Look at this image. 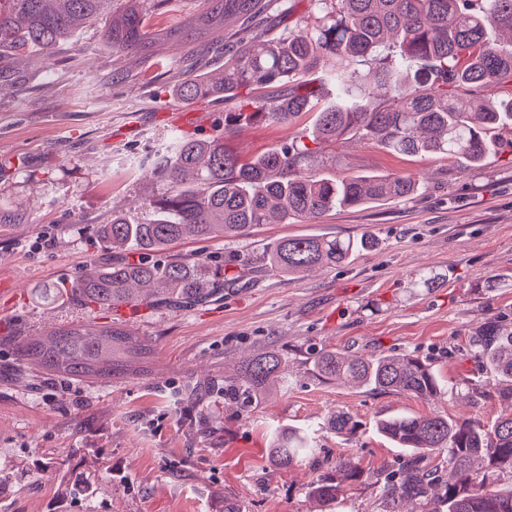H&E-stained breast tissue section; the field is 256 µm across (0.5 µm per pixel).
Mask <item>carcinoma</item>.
Wrapping results in <instances>:
<instances>
[{"label": "carcinoma", "instance_id": "cac0c4a2", "mask_svg": "<svg viewBox=\"0 0 512 512\" xmlns=\"http://www.w3.org/2000/svg\"><path fill=\"white\" fill-rule=\"evenodd\" d=\"M114 0H0V56L30 49L52 50ZM203 9L179 30L152 29L147 0H123L104 29L117 53L149 58L161 43L177 38L191 45L214 29L243 23L263 0H200ZM312 23L289 33L254 37L224 60V71L195 75L178 88L184 100L238 96L243 110L224 115V131L206 139L174 134L173 149L155 170L166 194L149 203L153 218L134 224L120 213L100 227L105 247L126 258L95 264L72 292L87 304L109 309L150 296L204 302L218 292L201 276L199 263L161 264L153 255L186 238H234L262 224H295L334 209L354 208L413 196L410 174H321L312 165L330 147L357 139L389 152L441 155L478 165L498 142L512 152V0H309ZM496 88L494 99H473L460 89ZM316 111L309 139L288 142L244 159L228 143L243 121L292 123ZM360 238L288 236L272 242L266 258L288 276L352 262L375 249ZM471 355L498 377L495 386L466 378L450 392L468 397L512 399V330L484 323L468 339ZM149 353L145 342L123 330L80 324L60 328L42 341H26L19 356L63 378L112 375L118 354L130 362ZM313 369L324 380L392 390L430 400L443 388L431 364L408 353L378 358L322 350ZM282 357L270 351L245 360L224 380V395L240 404L273 386ZM329 423L353 436L358 422L335 412ZM378 431L405 461L400 477L381 476L353 456H341L331 471L312 478L308 494L329 503L348 490L380 485L383 500L407 503L405 512H512V413L485 425L439 413L396 414ZM314 448L310 433L280 428L270 438L273 465L288 469ZM447 453L445 473L431 477L425 458Z\"/></svg>", "mask_w": 512, "mask_h": 512}]
</instances>
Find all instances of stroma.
Listing matches in <instances>:
<instances>
[{
    "mask_svg": "<svg viewBox=\"0 0 512 512\" xmlns=\"http://www.w3.org/2000/svg\"><path fill=\"white\" fill-rule=\"evenodd\" d=\"M309 0H269L246 29L229 27L195 47L164 44L156 63L112 52L106 17L51 51L0 59V512H388L375 485L319 506L306 484L342 455L383 474L403 451L377 430L381 418L441 413L493 423L498 398L426 400L321 380L324 349L374 357L411 353L433 362L442 384L481 375L469 336L495 319L512 326V159L478 167L437 155L404 156L363 144L333 149L340 172L408 173L411 198L334 210L297 224H264L236 238L185 239L160 261L208 259L222 287L208 302L155 301L107 311L49 286L108 261L98 231L120 211L136 223L167 189L151 165L181 129L196 137L224 127L237 101L187 102L175 88L222 70L225 48L298 29ZM293 124L243 126L234 146L258 156L311 132ZM378 238L350 264L291 278L268 268L269 243L290 235ZM447 274L418 286L428 271ZM76 324L117 325L150 353L112 376L60 380L25 363L26 337ZM280 352L276 389L247 407L225 400L224 380L245 356ZM344 411L355 436L327 427ZM307 429L314 457L277 469L266 447L275 429Z\"/></svg>",
    "mask_w": 512,
    "mask_h": 512,
    "instance_id": "stroma-1",
    "label": "stroma"
}]
</instances>
